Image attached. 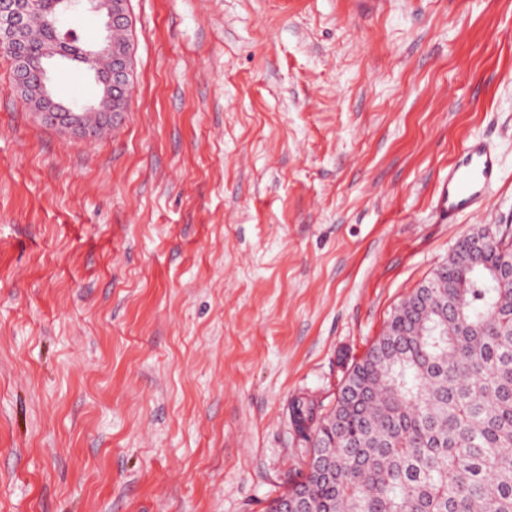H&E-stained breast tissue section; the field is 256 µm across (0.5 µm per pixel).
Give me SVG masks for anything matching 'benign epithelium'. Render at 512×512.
<instances>
[{
	"instance_id": "1",
	"label": "benign epithelium",
	"mask_w": 512,
	"mask_h": 512,
	"mask_svg": "<svg viewBox=\"0 0 512 512\" xmlns=\"http://www.w3.org/2000/svg\"><path fill=\"white\" fill-rule=\"evenodd\" d=\"M80 9L98 14L102 30L96 35V51L112 59V71L104 81L97 82L99 94L80 109L56 99L48 85L47 68L34 67L22 44L24 29L36 12L37 0H0V46L11 51L14 62L13 90L41 123L64 132L96 136L97 108L107 105L104 113L116 125L127 111L134 77L133 20L130 0H80ZM121 30L127 38L117 41L112 33Z\"/></svg>"
}]
</instances>
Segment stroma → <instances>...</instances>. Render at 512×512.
<instances>
[{"instance_id":"stroma-1","label":"stroma","mask_w":512,"mask_h":512,"mask_svg":"<svg viewBox=\"0 0 512 512\" xmlns=\"http://www.w3.org/2000/svg\"><path fill=\"white\" fill-rule=\"evenodd\" d=\"M111 137L0 53V512H267L394 309L512 226V0H130ZM66 102L97 88L64 64ZM503 175L445 224L465 140Z\"/></svg>"}]
</instances>
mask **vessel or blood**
Instances as JSON below:
<instances>
[{
  "label": "vessel or blood",
  "mask_w": 512,
  "mask_h": 512,
  "mask_svg": "<svg viewBox=\"0 0 512 512\" xmlns=\"http://www.w3.org/2000/svg\"><path fill=\"white\" fill-rule=\"evenodd\" d=\"M501 161L486 140H467L448 165L434 195L435 210L449 223L484 205L501 178Z\"/></svg>",
  "instance_id": "b4317fda"
}]
</instances>
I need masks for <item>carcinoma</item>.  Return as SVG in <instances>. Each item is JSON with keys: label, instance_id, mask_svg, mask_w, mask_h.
Here are the masks:
<instances>
[{"label": "carcinoma", "instance_id": "cac0c4a2", "mask_svg": "<svg viewBox=\"0 0 512 512\" xmlns=\"http://www.w3.org/2000/svg\"><path fill=\"white\" fill-rule=\"evenodd\" d=\"M27 40L85 63L69 3L39 0ZM512 227H479L415 289L354 363L334 407L298 399L292 422L313 462L288 488L304 512H512Z\"/></svg>", "mask_w": 512, "mask_h": 512}]
</instances>
